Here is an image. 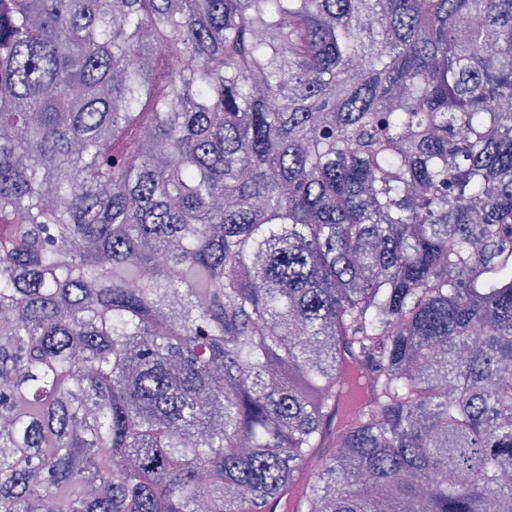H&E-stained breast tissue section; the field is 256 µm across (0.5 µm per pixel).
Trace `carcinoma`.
I'll return each mask as SVG.
<instances>
[{
  "mask_svg": "<svg viewBox=\"0 0 512 512\" xmlns=\"http://www.w3.org/2000/svg\"><path fill=\"white\" fill-rule=\"evenodd\" d=\"M0 310V512H512V0H0Z\"/></svg>",
  "mask_w": 512,
  "mask_h": 512,
  "instance_id": "carcinoma-1",
  "label": "carcinoma"
}]
</instances>
